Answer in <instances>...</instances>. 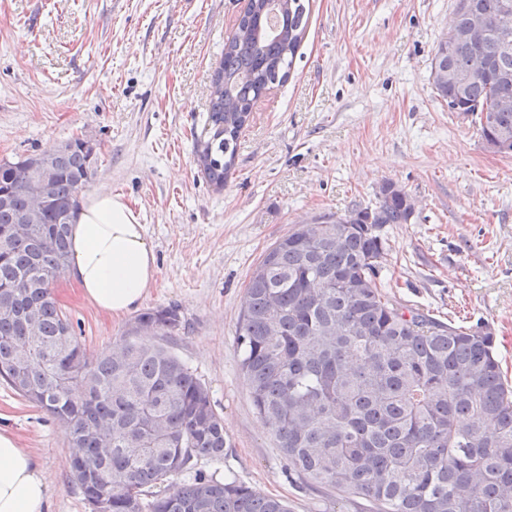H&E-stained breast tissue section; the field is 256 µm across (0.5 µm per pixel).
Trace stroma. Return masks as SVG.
I'll use <instances>...</instances> for the list:
<instances>
[{"mask_svg":"<svg viewBox=\"0 0 512 512\" xmlns=\"http://www.w3.org/2000/svg\"><path fill=\"white\" fill-rule=\"evenodd\" d=\"M247 0H0V160L79 137L88 190L123 196L157 260L144 307L178 305L170 349L224 418L233 475L290 512H370L304 487L285 468L240 372L236 327L250 274L293 225L374 200L386 181L414 199L388 228L380 278L432 317L488 324L512 376V156L436 95L431 62L456 0H310L287 82L253 108L224 187L201 174L195 134L214 70ZM53 294L88 353L126 319L97 311L70 275ZM0 428L50 482L49 512H86L69 482L70 428L0 382Z\"/></svg>","mask_w":512,"mask_h":512,"instance_id":"stroma-1","label":"stroma"}]
</instances>
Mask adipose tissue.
<instances>
[{
	"instance_id": "adipose-tissue-1",
	"label": "adipose tissue",
	"mask_w": 512,
	"mask_h": 512,
	"mask_svg": "<svg viewBox=\"0 0 512 512\" xmlns=\"http://www.w3.org/2000/svg\"><path fill=\"white\" fill-rule=\"evenodd\" d=\"M72 274L96 309L121 317L144 300L156 258L133 210L121 196L94 191L69 227ZM50 487L33 456L0 429V512H48Z\"/></svg>"
}]
</instances>
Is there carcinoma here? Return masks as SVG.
<instances>
[{"label": "carcinoma", "mask_w": 512, "mask_h": 512, "mask_svg": "<svg viewBox=\"0 0 512 512\" xmlns=\"http://www.w3.org/2000/svg\"><path fill=\"white\" fill-rule=\"evenodd\" d=\"M485 26L480 44H438L432 81L451 112L475 117L485 142L512 140V33L503 0H470L452 21ZM304 0H248L211 81L196 141L221 188L255 103L288 80L304 37ZM80 138L52 156L51 202L32 203L0 160V379L71 428L70 482L89 512H288L233 478L198 469L228 440L208 387L163 344L186 329L174 305L139 313L112 349L89 355L53 295L69 267L65 208L92 175ZM412 197L387 181L375 201L296 224L249 279L237 347L256 414L305 485L360 498L374 512H512V382L487 326L445 323L379 282L383 231L408 224ZM157 336L158 343L146 336Z\"/></svg>", "instance_id": "obj_1"}]
</instances>
